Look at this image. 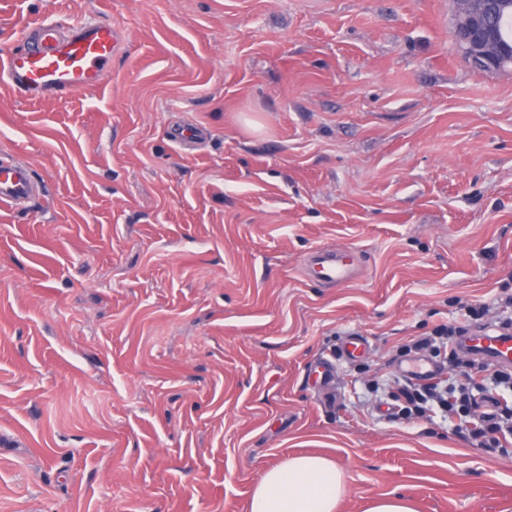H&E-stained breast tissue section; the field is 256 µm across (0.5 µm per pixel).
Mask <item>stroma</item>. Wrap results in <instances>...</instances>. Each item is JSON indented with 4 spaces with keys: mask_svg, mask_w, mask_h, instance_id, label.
I'll return each instance as SVG.
<instances>
[{
    "mask_svg": "<svg viewBox=\"0 0 512 512\" xmlns=\"http://www.w3.org/2000/svg\"><path fill=\"white\" fill-rule=\"evenodd\" d=\"M100 14L105 87L0 84V159L41 186L0 209V512H248L301 454L343 468L338 512H512L511 443L362 410L463 301L512 317V69L462 60L452 0H0V49ZM336 247L356 280L304 277ZM367 512H415L410 501L400 495L374 500Z\"/></svg>",
    "mask_w": 512,
    "mask_h": 512,
    "instance_id": "stroma-1",
    "label": "stroma"
}]
</instances>
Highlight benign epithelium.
<instances>
[{
	"label": "benign epithelium",
	"instance_id": "7a95c632",
	"mask_svg": "<svg viewBox=\"0 0 512 512\" xmlns=\"http://www.w3.org/2000/svg\"><path fill=\"white\" fill-rule=\"evenodd\" d=\"M459 27L468 30V39L458 43L462 54L474 65L496 71L512 68V49L498 41L488 25L492 16L512 13V0H454Z\"/></svg>",
	"mask_w": 512,
	"mask_h": 512
}]
</instances>
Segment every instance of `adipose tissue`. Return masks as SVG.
<instances>
[{"label": "adipose tissue", "mask_w": 512, "mask_h": 512, "mask_svg": "<svg viewBox=\"0 0 512 512\" xmlns=\"http://www.w3.org/2000/svg\"><path fill=\"white\" fill-rule=\"evenodd\" d=\"M345 493L344 472L334 460L293 456L263 471L249 512H336Z\"/></svg>", "instance_id": "adipose-tissue-1"}]
</instances>
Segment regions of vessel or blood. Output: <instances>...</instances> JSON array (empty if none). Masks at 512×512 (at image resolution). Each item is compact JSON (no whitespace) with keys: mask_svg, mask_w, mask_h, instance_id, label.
<instances>
[{"mask_svg":"<svg viewBox=\"0 0 512 512\" xmlns=\"http://www.w3.org/2000/svg\"><path fill=\"white\" fill-rule=\"evenodd\" d=\"M123 48L121 30L111 19L66 21L53 16L25 26L18 46L0 52V82L29 99L60 98L104 83L112 59ZM41 188L23 161L0 162V207L17 208L31 203ZM359 256L347 249L317 250L304 263L306 277L333 286L356 279ZM463 347L470 355L495 365L512 366V336L492 329L474 330ZM414 381L436 379L441 370L433 362L415 358L398 370Z\"/></svg>","mask_w":512,"mask_h":512,"instance_id":"b4317fda","label":"vessel or blood"}]
</instances>
